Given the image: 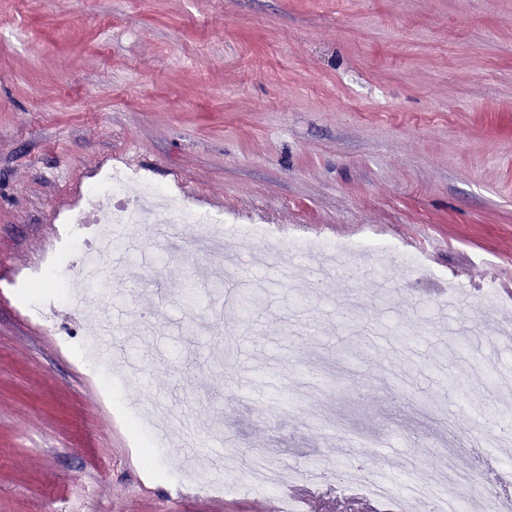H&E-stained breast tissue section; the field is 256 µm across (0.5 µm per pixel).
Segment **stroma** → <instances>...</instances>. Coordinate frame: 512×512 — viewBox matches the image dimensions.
<instances>
[{
	"instance_id": "35a3bbf8",
	"label": "stroma",
	"mask_w": 512,
	"mask_h": 512,
	"mask_svg": "<svg viewBox=\"0 0 512 512\" xmlns=\"http://www.w3.org/2000/svg\"><path fill=\"white\" fill-rule=\"evenodd\" d=\"M127 165L186 211L303 238L368 232L423 249L428 273L362 248L350 275L271 238L211 239L153 207L94 243L112 334L139 373L140 439L117 423L80 346L101 325L68 295L30 318L17 285L96 181ZM140 238L127 249L128 236ZM512 0H0V512H275L242 485L252 459L315 467L309 512H410L445 444L483 457L480 412L510 405L484 372L512 368ZM195 280L199 298L182 287ZM250 292V320L223 283ZM456 283L475 307L443 305ZM313 304L295 308L296 293ZM365 312L338 330V304ZM407 326L412 348L376 343ZM479 338L451 370L436 351ZM385 435L342 448L341 433ZM386 468L396 504L349 499L345 470Z\"/></svg>"
}]
</instances>
